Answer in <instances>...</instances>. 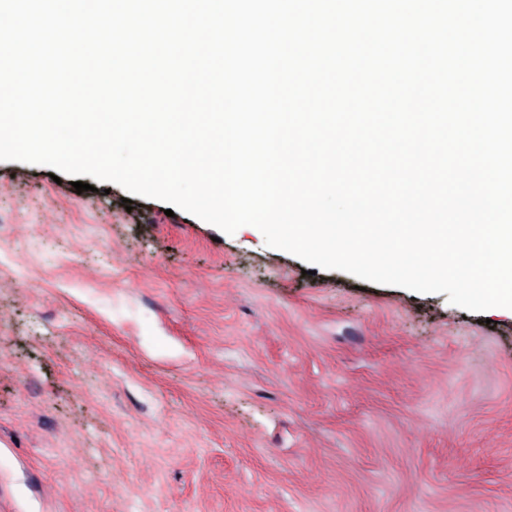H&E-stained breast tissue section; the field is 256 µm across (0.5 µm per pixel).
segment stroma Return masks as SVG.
<instances>
[{"label": "stroma", "instance_id": "obj_1", "mask_svg": "<svg viewBox=\"0 0 512 512\" xmlns=\"http://www.w3.org/2000/svg\"><path fill=\"white\" fill-rule=\"evenodd\" d=\"M0 162V512H512V312Z\"/></svg>", "mask_w": 512, "mask_h": 512}]
</instances>
